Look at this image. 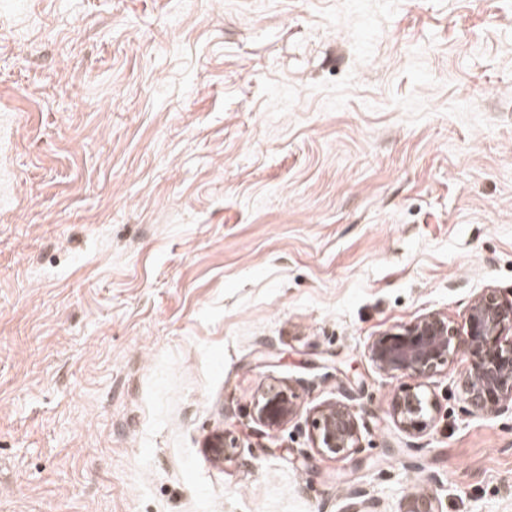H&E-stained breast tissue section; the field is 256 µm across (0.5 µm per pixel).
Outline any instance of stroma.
<instances>
[{
	"mask_svg": "<svg viewBox=\"0 0 512 512\" xmlns=\"http://www.w3.org/2000/svg\"><path fill=\"white\" fill-rule=\"evenodd\" d=\"M0 108V512H398L433 474L512 512V415L457 361L407 435L366 357L512 298V0H0ZM345 385L361 450L324 458ZM18 123V118L14 112L0 113V208L3 209L9 203V197L5 188L6 182L16 177V172L5 164L3 159L4 143L10 137ZM296 399V393L289 384H270L254 404L255 420L274 428L297 418L300 411ZM378 502L365 489H357L347 495L339 512H381Z\"/></svg>",
	"mask_w": 512,
	"mask_h": 512,
	"instance_id": "35a3bbf8",
	"label": "stroma"
}]
</instances>
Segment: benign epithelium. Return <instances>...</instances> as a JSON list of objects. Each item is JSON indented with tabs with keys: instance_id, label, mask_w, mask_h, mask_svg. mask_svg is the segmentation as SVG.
Instances as JSON below:
<instances>
[{
	"instance_id": "1",
	"label": "benign epithelium",
	"mask_w": 512,
	"mask_h": 512,
	"mask_svg": "<svg viewBox=\"0 0 512 512\" xmlns=\"http://www.w3.org/2000/svg\"><path fill=\"white\" fill-rule=\"evenodd\" d=\"M366 355L379 371L413 380L392 396L389 414L409 435L431 427L435 402L425 381L440 374L455 360L461 400L467 411L496 417L512 413V299L495 288H484L467 306L461 319L431 311L369 341ZM255 420L274 428L299 415L297 396L287 384L272 383L254 404ZM310 439L317 454L346 459L361 450L360 428L354 408L343 400L319 408L310 420ZM340 512H379L378 502L364 489L344 499ZM399 512H443L431 490L407 494Z\"/></svg>"
}]
</instances>
